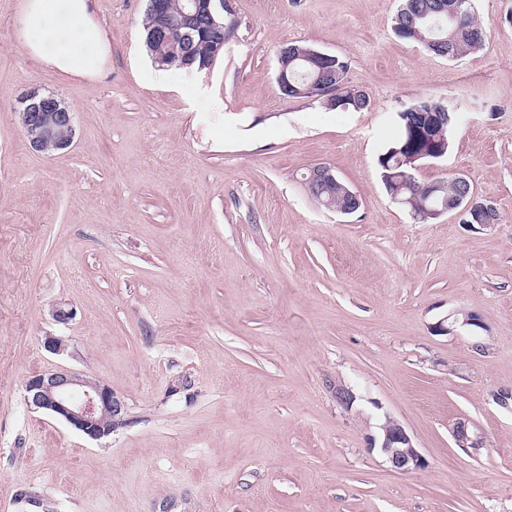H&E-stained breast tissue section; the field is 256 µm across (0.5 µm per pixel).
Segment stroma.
I'll return each mask as SVG.
<instances>
[{
  "mask_svg": "<svg viewBox=\"0 0 512 512\" xmlns=\"http://www.w3.org/2000/svg\"><path fill=\"white\" fill-rule=\"evenodd\" d=\"M20 2L0 0V512H512V0H474L488 38L458 60L396 36L398 0H234L200 74L152 63L145 0H92L96 78L27 56ZM292 42L345 58L370 108L282 95ZM33 89L73 112L70 148L29 146ZM423 96L457 122L418 179L463 175L494 228L387 194L378 157ZM318 163L355 213L309 194ZM469 312L481 327L433 332ZM58 367L111 387L123 424L96 441L29 408L27 378ZM388 417L425 469L369 449Z\"/></svg>",
  "mask_w": 512,
  "mask_h": 512,
  "instance_id": "1",
  "label": "stroma"
}]
</instances>
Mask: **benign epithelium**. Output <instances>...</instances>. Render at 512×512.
<instances>
[{"label":"benign epithelium","mask_w":512,"mask_h":512,"mask_svg":"<svg viewBox=\"0 0 512 512\" xmlns=\"http://www.w3.org/2000/svg\"><path fill=\"white\" fill-rule=\"evenodd\" d=\"M147 10L158 24L151 38H166L167 0H148ZM234 11L233 0H187L177 21L185 35H206L224 26V11ZM330 55L311 49L300 60L318 69V77L306 84L304 93L314 97L325 80L324 63ZM19 114L27 141L32 149L53 154L70 147L75 136L73 113L53 94L30 91L20 98ZM308 181L315 185L336 181L331 167L316 164L310 168ZM25 399L29 405L62 420L84 436L98 440L112 434V426L122 421L124 401L106 384L83 373L58 367L35 372L25 382ZM370 448L384 454L391 468L406 474L422 470L427 460L413 444L405 428L395 419L386 418L379 436L370 438Z\"/></svg>","instance_id":"7a95c632"}]
</instances>
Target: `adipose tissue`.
Instances as JSON below:
<instances>
[{"label":"adipose tissue","mask_w":512,"mask_h":512,"mask_svg":"<svg viewBox=\"0 0 512 512\" xmlns=\"http://www.w3.org/2000/svg\"><path fill=\"white\" fill-rule=\"evenodd\" d=\"M19 21L24 50L65 75L91 78L108 62L110 47L89 0H24Z\"/></svg>","instance_id":"1"}]
</instances>
